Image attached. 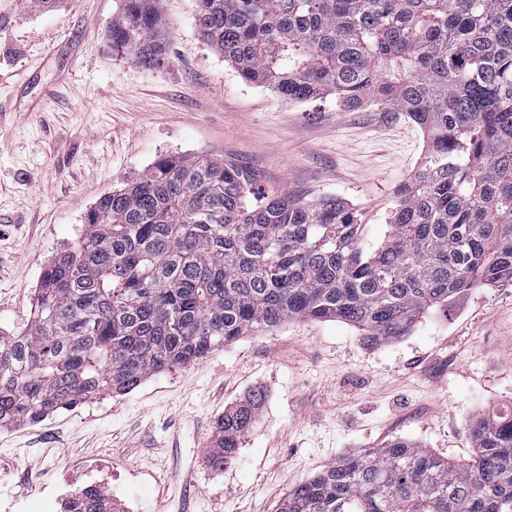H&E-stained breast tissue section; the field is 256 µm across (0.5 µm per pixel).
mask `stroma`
I'll return each instance as SVG.
<instances>
[{"mask_svg": "<svg viewBox=\"0 0 512 512\" xmlns=\"http://www.w3.org/2000/svg\"><path fill=\"white\" fill-rule=\"evenodd\" d=\"M115 0H0V335L31 318L44 270L103 195L164 154L222 159L259 195L336 199L361 246L389 234L396 187L425 153L402 112L290 102L239 78L195 27L196 0H163L168 53L147 69L106 40ZM266 399L236 460L214 469V422L253 388ZM512 402V286L477 288L377 347L336 320H295L40 422L0 428V499L112 470L114 512H275L342 456L403 437L472 454L470 428Z\"/></svg>", "mask_w": 512, "mask_h": 512, "instance_id": "obj_1", "label": "stroma"}]
</instances>
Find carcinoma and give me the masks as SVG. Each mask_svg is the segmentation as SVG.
Instances as JSON below:
<instances>
[{"label":"carcinoma","mask_w":512,"mask_h":512,"mask_svg":"<svg viewBox=\"0 0 512 512\" xmlns=\"http://www.w3.org/2000/svg\"><path fill=\"white\" fill-rule=\"evenodd\" d=\"M163 0H116L112 51L166 54ZM200 37L243 80L289 101L336 93L404 112L427 135L366 253L334 199L254 198L222 160L164 155L98 199L37 288L33 320L0 336V427L293 320L336 319L378 346L476 288L512 285V0H197ZM261 389L215 423L207 462H233ZM472 455L397 437L297 485L278 512H512V405L470 429ZM81 512H112L103 495Z\"/></svg>","instance_id":"obj_1"}]
</instances>
